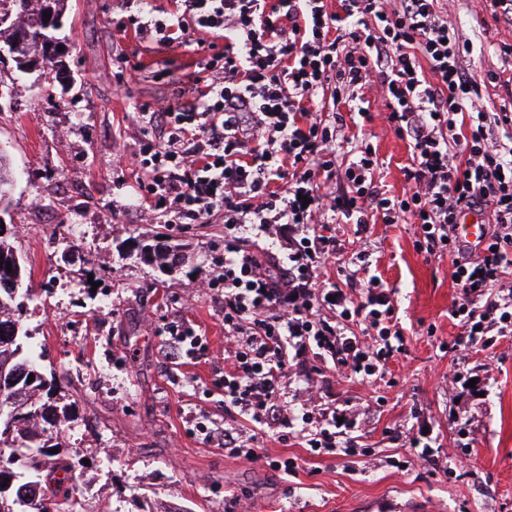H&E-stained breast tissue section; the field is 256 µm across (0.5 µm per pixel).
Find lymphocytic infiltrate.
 Returning <instances> with one entry per match:
<instances>
[{
    "label": "lymphocytic infiltrate",
    "instance_id": "f902f5d3",
    "mask_svg": "<svg viewBox=\"0 0 512 512\" xmlns=\"http://www.w3.org/2000/svg\"><path fill=\"white\" fill-rule=\"evenodd\" d=\"M438 0H121L116 31L167 51L209 52L187 97L135 106L141 129L132 185L163 224L224 217V254L209 287L224 314V410L310 455L367 456L358 412L291 405V378H383L405 353L392 292L365 254L343 259L344 224H415L418 252L448 256L461 328L451 349L493 348L512 335V84L498 110L465 67L469 44ZM223 39L216 50L215 39ZM406 139L402 194L382 191L379 158L348 122H372V98ZM490 212L482 249L454 226ZM275 237L273 253L260 245ZM339 260L338 281L319 271Z\"/></svg>",
    "mask_w": 512,
    "mask_h": 512
}]
</instances>
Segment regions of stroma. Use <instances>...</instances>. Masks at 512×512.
Here are the masks:
<instances>
[{
  "label": "stroma",
  "instance_id": "1",
  "mask_svg": "<svg viewBox=\"0 0 512 512\" xmlns=\"http://www.w3.org/2000/svg\"><path fill=\"white\" fill-rule=\"evenodd\" d=\"M118 0H68L58 32L74 82L54 76L16 79L0 70V147L15 172L5 219L31 273L34 298L21 313L43 349L41 364L75 401L79 417L59 440L88 464L79 479L83 507L106 512H377L393 502L433 512H512V336L494 348L450 352L460 328L449 316L458 290L450 257L417 252L413 224H376L368 233L379 261L375 272L392 289L407 351L383 380L364 386L317 377L315 392L369 409L363 442L371 457L347 469L330 456L313 457L299 438H264L249 462L208 443L206 429L224 424V386L207 364L169 362V327L186 320L212 353L224 349V318L203 283L212 256L224 250V226L147 224L126 181L140 132L131 109L176 97L180 79L202 54L170 57L158 45L139 54L141 70L120 76L117 57L134 42L116 32ZM476 50L466 66L475 77L506 68L494 44L512 40V25L496 21L490 0H439ZM371 144L382 163L377 179L401 192L406 141L382 119ZM82 241L67 250L68 229ZM164 234L185 244L173 272L143 262L134 240ZM478 377L480 396L457 400L458 373ZM428 429L436 446L413 455L409 432ZM297 458L296 475L272 468ZM408 462L401 475L392 460Z\"/></svg>",
  "mask_w": 512,
  "mask_h": 512
}]
</instances>
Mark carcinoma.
Segmentation results:
<instances>
[{"instance_id":"obj_1","label":"carcinoma","mask_w":512,"mask_h":512,"mask_svg":"<svg viewBox=\"0 0 512 512\" xmlns=\"http://www.w3.org/2000/svg\"><path fill=\"white\" fill-rule=\"evenodd\" d=\"M12 22L0 25V32L8 31V39H14L19 31L31 34L24 46L22 62L16 69L22 73L37 70L40 74H50L58 60L44 52L47 42L39 37L54 36V29L46 27L44 19L47 0H10ZM12 175L6 156L0 152V204L9 206ZM14 233L0 235V403L12 401L22 408L24 417L11 429L8 437L0 432V449L16 444L22 450L30 448L37 452L24 455L22 463L5 471L0 466V482L13 481L11 493L21 488L31 491L40 485V479L57 471H64L67 477L58 481L56 499L46 502L41 512H63L78 489L76 458L72 449L65 448L55 438L44 436L43 423L51 418L56 423L78 420L74 412L75 404L62 393L55 383V376L47 377L38 359L33 355L34 336L20 322L17 313L24 302L30 300L31 285L27 282L25 261L13 242ZM140 255L147 262H158L174 268L183 261L182 245L138 244ZM11 263L12 271H7L6 263ZM34 376L28 381V376ZM57 449L51 454L49 450Z\"/></svg>"}]
</instances>
